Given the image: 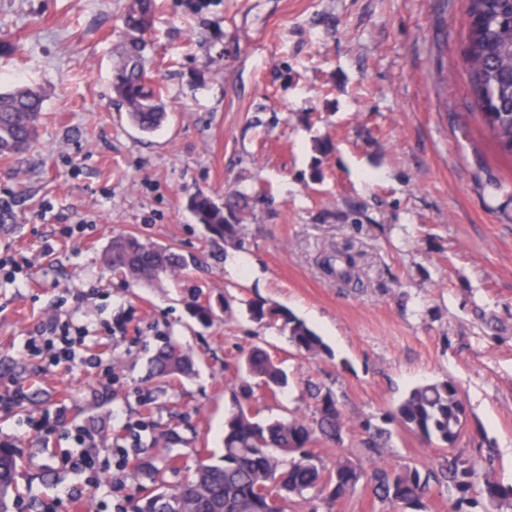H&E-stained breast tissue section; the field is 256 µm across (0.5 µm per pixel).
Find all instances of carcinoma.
Wrapping results in <instances>:
<instances>
[{
  "mask_svg": "<svg viewBox=\"0 0 512 512\" xmlns=\"http://www.w3.org/2000/svg\"><path fill=\"white\" fill-rule=\"evenodd\" d=\"M154 0H130L123 17L129 43L119 64L112 69V90L128 112L130 122L144 134L157 131L168 118V106L156 80L144 66L141 36L153 24ZM465 49L470 89L477 107L498 145L512 155V0H470ZM43 106L41 93L25 84L0 91V156H21L38 137ZM190 205L199 223L212 238L240 240L239 213L247 206L240 191L229 194L224 205L199 193ZM112 272L147 285L161 282L162 275L187 267V259L164 246L119 235L104 255ZM328 272L339 281L351 280L355 258L347 249H336L324 260ZM252 321L281 322L289 342L301 353L316 357L329 353L323 339L291 311L256 302L249 307ZM248 377L270 392L284 388L288 376L262 348L243 359ZM192 358L187 350L169 345L152 359L153 374L166 378L187 373ZM262 409L239 407L224 423V455L217 462L204 458L193 473L175 483L164 479L166 466L154 469L155 492L138 500L134 512H288L292 499L315 491L328 506L352 494L361 481L370 483L373 495L395 512H427L431 485L448 490L453 512L475 508V488L491 503L512 504V485L495 481L460 454L443 459L439 466L376 468L366 473L349 456L332 466L323 464L319 443L340 439L342 415L329 392L317 395L314 419L264 418ZM398 423L428 441L452 448L466 422V407L458 385L451 379L412 388L394 411ZM20 467L17 449L0 443V512H17Z\"/></svg>",
  "mask_w": 512,
  "mask_h": 512,
  "instance_id": "carcinoma-1",
  "label": "carcinoma"
}]
</instances>
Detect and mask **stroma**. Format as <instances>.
<instances>
[{"mask_svg":"<svg viewBox=\"0 0 512 512\" xmlns=\"http://www.w3.org/2000/svg\"><path fill=\"white\" fill-rule=\"evenodd\" d=\"M129 0H0V87L44 95L38 139L0 157V442L21 456L22 506L132 512L144 463L220 458L236 367L267 349L288 374L264 416L308 419L331 392L341 440L367 469L433 467L441 443L390 415L414 386L453 379L467 408L455 451L512 484V155L469 87L468 0H159L143 52L169 120L134 128L112 91ZM250 192L244 243L212 239L189 208ZM169 246L189 267L151 287L112 274L113 236ZM351 245L359 281L318 264ZM285 307L323 337L310 358L248 305ZM212 320L191 318L193 302ZM54 322L88 328L53 368L29 342ZM168 342L195 358L164 383ZM389 432L366 455L364 422ZM92 455L91 470L74 468ZM391 512L362 485L335 508Z\"/></svg>","mask_w":512,"mask_h":512,"instance_id":"stroma-1","label":"stroma"}]
</instances>
